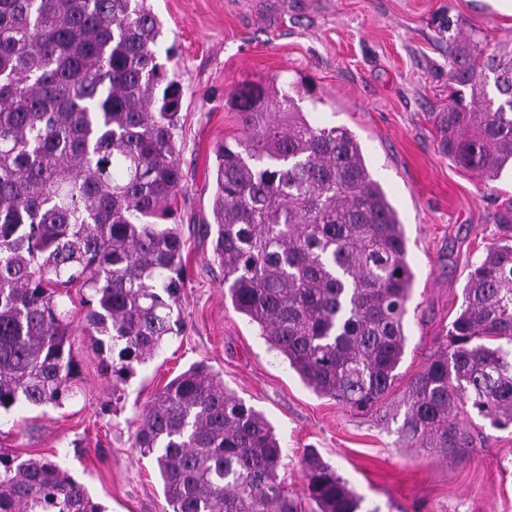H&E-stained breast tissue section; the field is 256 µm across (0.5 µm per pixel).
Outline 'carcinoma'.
Returning <instances> with one entry per match:
<instances>
[{"instance_id":"1","label":"carcinoma","mask_w":512,"mask_h":512,"mask_svg":"<svg viewBox=\"0 0 512 512\" xmlns=\"http://www.w3.org/2000/svg\"><path fill=\"white\" fill-rule=\"evenodd\" d=\"M160 36L145 0H0V410L74 395L62 288L88 291L82 328L119 348L115 390L179 327L181 89ZM451 44L439 149L493 182L512 170V52L472 32ZM227 102L240 129L214 148L202 225L224 298L314 393L376 412L402 379L415 278L404 224L350 130L311 124L286 90L245 84ZM403 405L402 446L445 456L474 447L468 406L512 424V238L473 265ZM134 446L154 457L171 512H298L272 425L202 362L143 410ZM300 464L317 512H361L317 451ZM0 512L102 510L59 462L0 449Z\"/></svg>"}]
</instances>
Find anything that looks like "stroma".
I'll list each match as a JSON object with an SVG mask.
<instances>
[{
	"instance_id": "35a3bbf8",
	"label": "stroma",
	"mask_w": 512,
	"mask_h": 512,
	"mask_svg": "<svg viewBox=\"0 0 512 512\" xmlns=\"http://www.w3.org/2000/svg\"><path fill=\"white\" fill-rule=\"evenodd\" d=\"M172 50L182 88L176 130L184 173L177 222L187 279L177 308L179 334L136 366L113 391L109 347L86 331L72 338L75 394L56 407L0 411V448L24 458H57L103 512H166L153 457L134 434L142 410L197 361L273 424L282 448L279 477L314 512L300 459L313 448L363 499L364 512H512V428L475 413L469 454L443 457L403 448L404 385L388 409L361 415L308 389L255 325L224 299V273L197 235L207 217L213 149L238 128L227 106L244 83L289 84L310 119L352 131L374 176L405 224L416 279L407 304L411 377L445 335L463 301L472 266L503 236L498 215L512 206V174L485 183L439 149L436 115L448 106V25L475 27L484 43L512 50V0H147Z\"/></svg>"
}]
</instances>
